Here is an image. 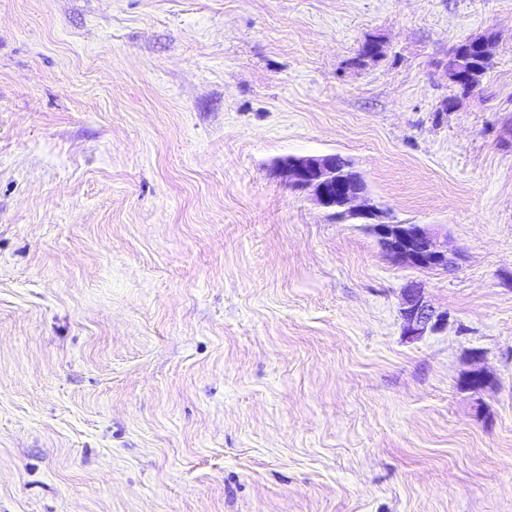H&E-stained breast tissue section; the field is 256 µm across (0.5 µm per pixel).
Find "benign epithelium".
<instances>
[{"label": "benign epithelium", "mask_w": 512, "mask_h": 512, "mask_svg": "<svg viewBox=\"0 0 512 512\" xmlns=\"http://www.w3.org/2000/svg\"><path fill=\"white\" fill-rule=\"evenodd\" d=\"M280 169L290 187L311 195L335 217L366 225L394 263L419 269H448V250L440 244L437 234L424 224H398L391 220L387 211L368 195L357 170L338 169L336 155L287 158ZM400 313L402 335L409 341L439 330L447 320L428 303L418 283L402 288ZM461 383L468 390L480 392L488 388L491 380L483 368L474 367Z\"/></svg>", "instance_id": "obj_1"}]
</instances>
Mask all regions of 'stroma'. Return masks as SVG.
Returning <instances> with one entry per match:
<instances>
[{"label": "stroma", "mask_w": 512, "mask_h": 512, "mask_svg": "<svg viewBox=\"0 0 512 512\" xmlns=\"http://www.w3.org/2000/svg\"><path fill=\"white\" fill-rule=\"evenodd\" d=\"M0 512H512V0H0ZM336 155L285 159L281 173L290 187L311 195L338 219L365 224L386 255L396 264L413 268L448 269V250L424 224H398L368 195L357 170L336 166ZM423 290L422 285L418 283L407 284L402 289V334L409 341L419 339L427 332L439 330L447 320L446 314L438 313L428 303Z\"/></svg>", "instance_id": "stroma-1"}]
</instances>
